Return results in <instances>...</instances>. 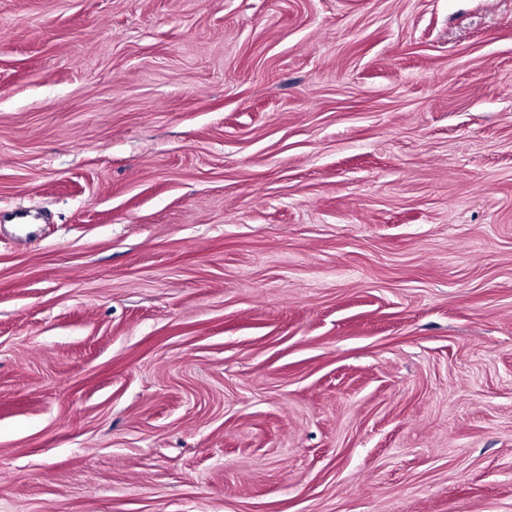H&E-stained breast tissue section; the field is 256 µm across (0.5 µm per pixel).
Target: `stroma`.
I'll use <instances>...</instances> for the list:
<instances>
[{
  "instance_id": "35a3bbf8",
  "label": "stroma",
  "mask_w": 512,
  "mask_h": 512,
  "mask_svg": "<svg viewBox=\"0 0 512 512\" xmlns=\"http://www.w3.org/2000/svg\"><path fill=\"white\" fill-rule=\"evenodd\" d=\"M0 512H512V0H0Z\"/></svg>"
}]
</instances>
